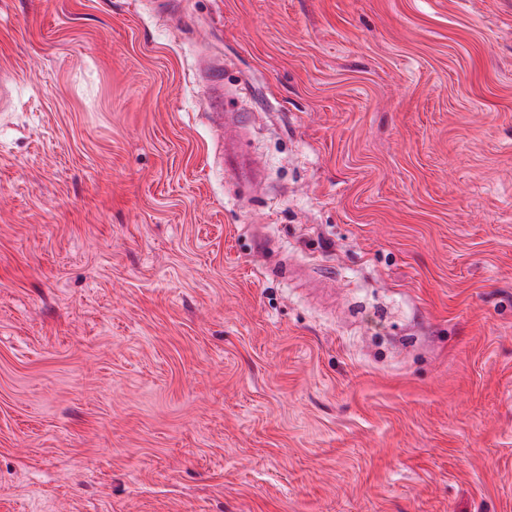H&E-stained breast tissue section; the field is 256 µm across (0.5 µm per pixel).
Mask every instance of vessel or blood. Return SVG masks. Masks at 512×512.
<instances>
[{
	"label": "vessel or blood",
	"mask_w": 512,
	"mask_h": 512,
	"mask_svg": "<svg viewBox=\"0 0 512 512\" xmlns=\"http://www.w3.org/2000/svg\"><path fill=\"white\" fill-rule=\"evenodd\" d=\"M212 112L221 135V164L230 172L236 183L245 188H254L260 184V169L257 160L242 146V134L246 129L250 115L246 112H228L224 109V91L214 87L213 93L205 103Z\"/></svg>",
	"instance_id": "b4317fda"
}]
</instances>
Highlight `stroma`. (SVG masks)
<instances>
[{"label":"stroma","instance_id":"stroma-1","mask_svg":"<svg viewBox=\"0 0 512 512\" xmlns=\"http://www.w3.org/2000/svg\"><path fill=\"white\" fill-rule=\"evenodd\" d=\"M0 85V512H512V0H0ZM224 91L221 84L215 86L205 108L212 112L221 135V164L230 172L236 183L245 188L260 184L257 160L242 146V134L246 130L251 113L224 110ZM225 112V113H224Z\"/></svg>","mask_w":512,"mask_h":512}]
</instances>
